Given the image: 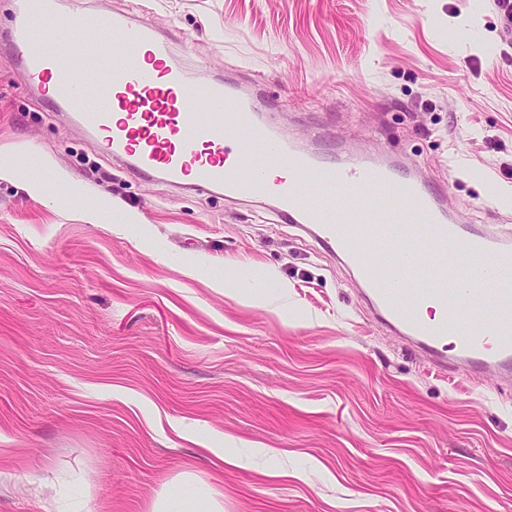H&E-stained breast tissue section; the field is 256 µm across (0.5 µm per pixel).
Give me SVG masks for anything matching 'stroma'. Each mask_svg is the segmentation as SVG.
<instances>
[{"label": "stroma", "mask_w": 512, "mask_h": 512, "mask_svg": "<svg viewBox=\"0 0 512 512\" xmlns=\"http://www.w3.org/2000/svg\"><path fill=\"white\" fill-rule=\"evenodd\" d=\"M258 86L304 145L401 159L512 231V39L491 0H85ZM0 512H512V379L441 369L267 199L128 174L0 49ZM46 180L30 195L27 183ZM133 224H91L89 201ZM240 286L238 296L227 290ZM261 288L263 301L245 298ZM213 491L191 478L171 481L154 502L152 512H222Z\"/></svg>", "instance_id": "obj_1"}]
</instances>
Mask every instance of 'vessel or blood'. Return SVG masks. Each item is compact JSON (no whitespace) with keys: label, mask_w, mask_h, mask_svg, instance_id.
<instances>
[{"label":"vessel or blood","mask_w":512,"mask_h":512,"mask_svg":"<svg viewBox=\"0 0 512 512\" xmlns=\"http://www.w3.org/2000/svg\"><path fill=\"white\" fill-rule=\"evenodd\" d=\"M97 37L96 63L77 69L76 35ZM5 43L35 94L53 88L52 105L87 134L103 139L134 174L237 196L241 166L263 183L277 213L315 225L322 241L358 273L383 255L384 287L371 288L379 318L437 366L462 364L512 376V325L487 332L467 322L487 305L482 282L512 298V245L459 224L432 190L398 161L358 153L322 158L299 150L262 124L258 92L232 82L192 79L173 55L171 37L151 23L86 10L82 0H22ZM428 304L442 316L418 314Z\"/></svg>","instance_id":"b4317fda"}]
</instances>
